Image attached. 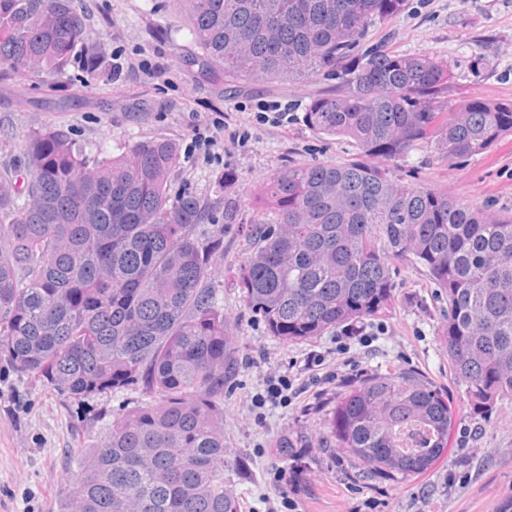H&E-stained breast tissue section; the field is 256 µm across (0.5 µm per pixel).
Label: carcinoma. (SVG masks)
<instances>
[{
    "label": "carcinoma",
    "mask_w": 512,
    "mask_h": 512,
    "mask_svg": "<svg viewBox=\"0 0 512 512\" xmlns=\"http://www.w3.org/2000/svg\"><path fill=\"white\" fill-rule=\"evenodd\" d=\"M202 82L339 79L304 121L349 138L341 165L284 166L266 178L273 224L253 230L240 266L244 306L291 342L375 316L398 264L422 268L448 299L453 373L477 407L512 398V214H490L383 162L418 142L446 161L512 134V100L472 98L443 114L450 73L429 54L358 53L375 21L405 0H175ZM92 40L77 0H0V62L51 78ZM86 73L112 78L102 51ZM24 167L0 170V361L68 398L139 389L82 455L59 512H238L224 486V383L235 370L211 259L217 238L193 194L172 199L175 150L140 142L88 156L50 126L28 132ZM447 393L405 372L365 375L336 404L330 439L388 480L428 471L448 448Z\"/></svg>",
    "instance_id": "1"
}]
</instances>
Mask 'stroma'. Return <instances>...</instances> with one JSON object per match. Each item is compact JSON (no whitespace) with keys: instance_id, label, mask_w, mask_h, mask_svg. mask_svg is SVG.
Returning a JSON list of instances; mask_svg holds the SVG:
<instances>
[{"instance_id":"obj_1","label":"stroma","mask_w":512,"mask_h":512,"mask_svg":"<svg viewBox=\"0 0 512 512\" xmlns=\"http://www.w3.org/2000/svg\"><path fill=\"white\" fill-rule=\"evenodd\" d=\"M80 8L104 39L111 81L88 82L78 56L51 84L0 75V163L22 167L21 142L43 125L106 155L141 141L176 143L169 194L201 198L214 213L202 235L223 240L212 272L224 315L237 325L236 369L224 387V483L240 512H501L512 502V399L483 410L469 402L444 349L448 302L422 270L399 267L381 314L306 342L272 336L242 302L239 268L250 233L273 220L252 202L264 178L282 165L343 164L359 154L352 140L303 121L311 98L336 79L238 84L222 93L183 66L194 44L172 0H80ZM377 45L447 61L448 105L512 99V0H407L397 17L371 27L362 47ZM390 167L402 184L512 211V135L455 162L420 143ZM241 191L250 200L236 223H225L224 197ZM399 371L447 392L448 451L414 479L358 475L341 449L324 445L336 402L357 375ZM140 397L117 390L66 399L0 362V512H56L84 450Z\"/></svg>"}]
</instances>
